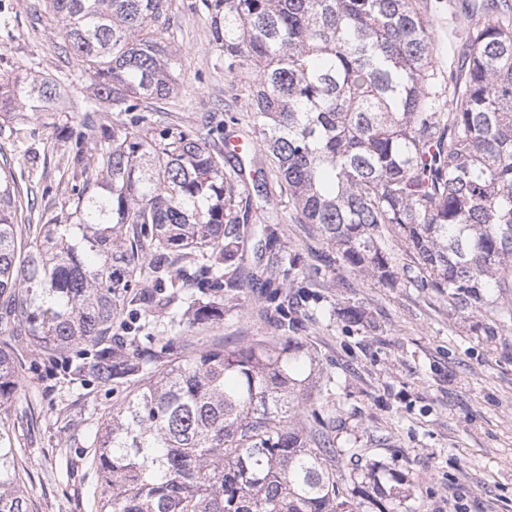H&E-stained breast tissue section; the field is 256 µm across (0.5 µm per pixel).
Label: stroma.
Wrapping results in <instances>:
<instances>
[{
	"label": "stroma",
	"mask_w": 512,
	"mask_h": 512,
	"mask_svg": "<svg viewBox=\"0 0 512 512\" xmlns=\"http://www.w3.org/2000/svg\"><path fill=\"white\" fill-rule=\"evenodd\" d=\"M427 4L441 69L464 75L459 0ZM170 30L179 50L180 90L168 103L166 121L187 131L216 127L218 143L228 115L239 117L236 131H250L244 105L255 75L225 70L202 0H174ZM63 43L46 0H0V77L20 71L64 89L55 111L24 110L0 134V159H8L22 190L23 216L48 202L56 213L70 212L74 181L60 171L77 148L89 145L83 106L91 81ZM274 205L278 233L290 249L309 264L331 256L315 226L296 223L287 196ZM313 293L296 336L320 375L337 381L325 412L336 418L337 447L359 453L357 460L341 461V472L373 470L386 493L396 479L407 478L409 495L399 512H512V328L475 335L472 318L454 313L447 297L400 281L381 285L335 264ZM258 295L255 287L236 292L223 319L205 328L189 327L180 291L165 317L125 306L112 329V348L137 357L133 338L142 334L155 350L175 339L172 354L182 357L217 343L231 349L275 338L278 330L262 315ZM348 306L364 310L363 323L344 321ZM18 372L22 386L0 406V427L17 450L33 512H97L102 479L94 434L135 381L99 385L33 344Z\"/></svg>",
	"instance_id": "35a3bbf8"
}]
</instances>
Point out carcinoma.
<instances>
[{
    "instance_id": "obj_1",
    "label": "carcinoma",
    "mask_w": 512,
    "mask_h": 512,
    "mask_svg": "<svg viewBox=\"0 0 512 512\" xmlns=\"http://www.w3.org/2000/svg\"><path fill=\"white\" fill-rule=\"evenodd\" d=\"M65 52L92 78V101L134 112L99 126L80 178L72 224L46 206L20 229L21 190L0 166V334L27 336L50 356L75 348L95 380L142 383L112 407L98 437L99 512H394L365 483L340 498L336 447L313 401V358L295 336L296 292L322 271L305 266L263 211L260 257L249 272L280 331L226 350L204 348L159 368L112 351L124 302L144 310L242 287L247 228L229 214L232 171L243 158L214 150L211 131L154 133L152 105L174 97L178 50L162 34L173 0H48ZM224 66L256 73L248 111L271 159L254 188L268 202L288 192L298 224H313L355 275L448 297L473 331L512 325V11L468 3L460 56L464 85L439 78L424 0H203ZM62 96L50 80L0 78V113L46 110ZM399 239L412 263L398 265ZM220 319L204 304L191 324ZM19 376L0 348V405ZM0 430V512H30L15 449Z\"/></svg>"
}]
</instances>
